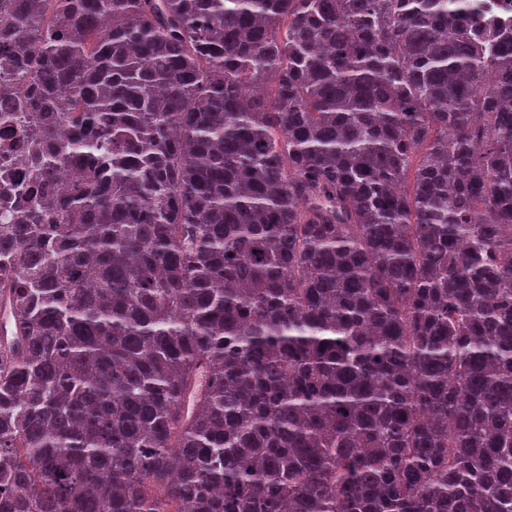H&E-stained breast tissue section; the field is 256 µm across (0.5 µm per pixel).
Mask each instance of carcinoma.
Wrapping results in <instances>:
<instances>
[{"label":"carcinoma","instance_id":"carcinoma-1","mask_svg":"<svg viewBox=\"0 0 512 512\" xmlns=\"http://www.w3.org/2000/svg\"><path fill=\"white\" fill-rule=\"evenodd\" d=\"M511 9L9 0L0 512H512ZM13 95L0 93V207L5 205L4 190L12 183L26 185L29 179V166L25 159L29 139L35 121L27 120V132H22L18 121L5 122L2 120L4 113L12 112L10 97ZM3 113V114H2Z\"/></svg>","mask_w":512,"mask_h":512}]
</instances>
